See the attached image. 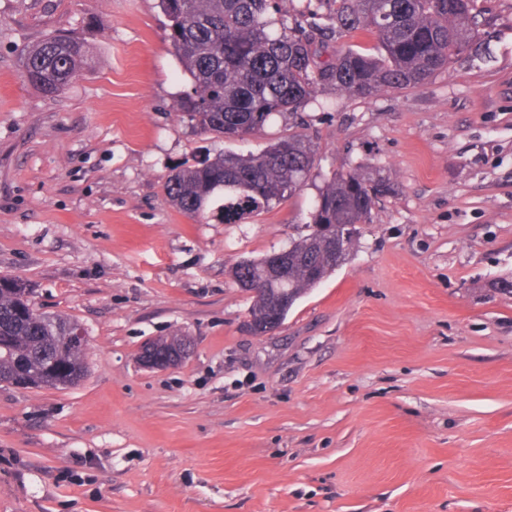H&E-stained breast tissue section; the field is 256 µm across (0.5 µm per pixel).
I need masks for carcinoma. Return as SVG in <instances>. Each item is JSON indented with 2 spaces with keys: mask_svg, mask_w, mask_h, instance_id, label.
<instances>
[{
  "mask_svg": "<svg viewBox=\"0 0 512 512\" xmlns=\"http://www.w3.org/2000/svg\"><path fill=\"white\" fill-rule=\"evenodd\" d=\"M312 0L285 15L274 0H159L168 41L189 77L177 110L205 134L226 139L259 134L277 117L294 115L324 88L352 97L382 96L395 89L423 86L449 67L476 40L474 0H318L327 24L304 26ZM359 27L371 29L380 53L336 48L322 59L329 41ZM88 61L84 43L49 37L24 54L23 78L48 96L57 95ZM317 149L292 134L259 154L221 153L178 170L164 193L172 206L199 223L219 215L226 224L242 213L258 215L294 194L316 166ZM359 164L335 173L319 188L314 224H365L378 200L393 190L389 179ZM351 244L335 246L326 233L292 242L288 273H270L267 257L233 265L232 279L244 289L254 281L268 288L305 294L348 257ZM27 282L0 276V377L25 375L29 387L42 388L51 375L47 358L75 360L86 372V354L74 355L58 340L77 321L38 312Z\"/></svg>",
  "mask_w": 512,
  "mask_h": 512,
  "instance_id": "obj_1",
  "label": "carcinoma"
}]
</instances>
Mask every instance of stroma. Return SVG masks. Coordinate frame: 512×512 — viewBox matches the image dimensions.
I'll return each instance as SVG.
<instances>
[{"label":"stroma","mask_w":512,"mask_h":512,"mask_svg":"<svg viewBox=\"0 0 512 512\" xmlns=\"http://www.w3.org/2000/svg\"><path fill=\"white\" fill-rule=\"evenodd\" d=\"M477 52L379 97L317 93L244 140L176 104L189 81L158 0H0V275L87 333L78 385L0 384V512H512V0H477ZM65 34L89 66L55 96L24 50ZM317 147L295 194L196 222L173 170ZM393 191L347 261L247 332L236 261L307 235L325 178ZM185 336L177 367L144 344ZM191 352L188 339L175 341L171 336L156 339L143 350L142 364L151 369H166L182 363Z\"/></svg>","instance_id":"35a3bbf8"}]
</instances>
